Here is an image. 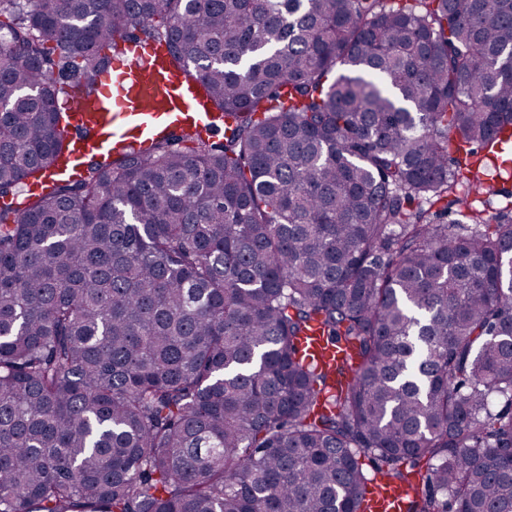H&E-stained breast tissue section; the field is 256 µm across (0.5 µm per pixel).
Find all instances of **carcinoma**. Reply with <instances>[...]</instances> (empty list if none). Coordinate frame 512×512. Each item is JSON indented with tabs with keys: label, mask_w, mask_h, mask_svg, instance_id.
<instances>
[{
	"label": "carcinoma",
	"mask_w": 512,
	"mask_h": 512,
	"mask_svg": "<svg viewBox=\"0 0 512 512\" xmlns=\"http://www.w3.org/2000/svg\"><path fill=\"white\" fill-rule=\"evenodd\" d=\"M0 512H512V0H0ZM164 42L224 141L77 179L63 102ZM41 186L21 209L5 202ZM357 355L309 363L312 326ZM375 462L374 474L360 458ZM420 490L415 478L404 483L379 477L365 501L364 512H408L410 501Z\"/></svg>",
	"instance_id": "carcinoma-1"
}]
</instances>
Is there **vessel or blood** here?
Segmentation results:
<instances>
[{"label":"vessel or blood","mask_w":512,"mask_h":512,"mask_svg":"<svg viewBox=\"0 0 512 512\" xmlns=\"http://www.w3.org/2000/svg\"><path fill=\"white\" fill-rule=\"evenodd\" d=\"M168 60L166 45L133 41L100 78L103 111H89L81 92L73 91L66 103L74 132L69 175L79 174L87 159L115 142L147 140L161 131L191 136L217 124V115L200 104L197 80L170 68ZM420 490L415 479L378 478L364 512H408Z\"/></svg>","instance_id":"b4317fda"}]
</instances>
